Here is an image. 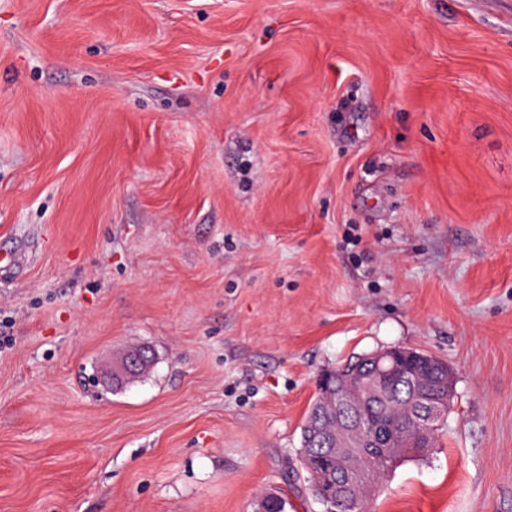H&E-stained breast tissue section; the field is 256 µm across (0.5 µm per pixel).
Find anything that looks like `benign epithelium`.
<instances>
[{
  "instance_id": "obj_1",
  "label": "benign epithelium",
  "mask_w": 512,
  "mask_h": 512,
  "mask_svg": "<svg viewBox=\"0 0 512 512\" xmlns=\"http://www.w3.org/2000/svg\"><path fill=\"white\" fill-rule=\"evenodd\" d=\"M403 381L412 387L417 413L425 427L448 413L454 394L451 370L411 348L394 347L366 354L352 363L336 383V447L326 448L323 457L306 462L311 469L336 472V483L323 485L321 500L326 512H358L356 503H343L342 490L358 478L348 467L357 453L378 462L387 470L404 457L429 447V436L420 434L403 444L389 430L368 422L358 413L366 399H376L382 390Z\"/></svg>"
}]
</instances>
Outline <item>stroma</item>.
I'll list each match as a JSON object with an SVG mask.
<instances>
[{"label":"stroma","instance_id":"1","mask_svg":"<svg viewBox=\"0 0 512 512\" xmlns=\"http://www.w3.org/2000/svg\"><path fill=\"white\" fill-rule=\"evenodd\" d=\"M1 263L0 512H324L390 347L454 396L375 512H512V0H0ZM354 360L350 359L345 364ZM345 364L334 368L336 374H343ZM421 366L429 367L434 372L437 383L445 391L433 393L416 382ZM399 381L412 387L417 413L425 427L429 428L433 422L448 413L454 394L452 371L449 367H438L431 358L404 347L363 355L345 370L341 381L336 382V419L331 415L332 397L329 391L318 389L312 398L301 428L299 458L308 475V489L317 500V483L307 467L336 472V484L325 483L321 490V500L326 506V512L362 511L356 503H344L341 500L342 490L349 482L365 476L356 475L349 469L348 458L351 454L357 453L382 464L386 470H391L404 457L429 448V436L420 434L405 443L401 449V442L394 439L385 426L369 423L357 411L365 399H377L382 390ZM410 394L409 387L399 386L388 392L382 401L365 408L367 417L390 422L404 439L414 435L419 428V418L410 401ZM447 416L434 429L431 443L445 426ZM317 423L323 426V432L314 434L313 426ZM335 427L336 447L329 448L327 437ZM319 448H323L325 459H306V467L303 463L304 455L317 452ZM342 503L346 510L340 509Z\"/></svg>","mask_w":512,"mask_h":512}]
</instances>
